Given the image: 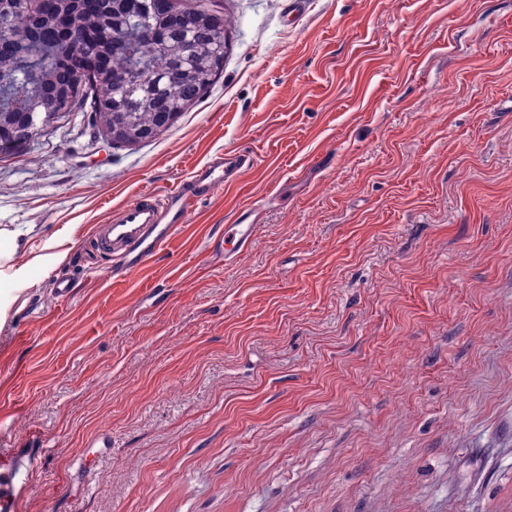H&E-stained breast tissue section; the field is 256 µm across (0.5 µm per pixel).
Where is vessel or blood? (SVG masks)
<instances>
[{
	"instance_id": "b4317fda",
	"label": "vessel or blood",
	"mask_w": 512,
	"mask_h": 512,
	"mask_svg": "<svg viewBox=\"0 0 512 512\" xmlns=\"http://www.w3.org/2000/svg\"><path fill=\"white\" fill-rule=\"evenodd\" d=\"M252 156L221 152L209 158L164 196L147 192L120 206L108 223L95 228L97 250L130 272L141 267L166 247L193 205L210 197L229 181V168L252 167ZM254 211H238L233 225L224 231L220 246L231 254L241 253L251 241ZM35 455L29 448H0V512H19V504Z\"/></svg>"
}]
</instances>
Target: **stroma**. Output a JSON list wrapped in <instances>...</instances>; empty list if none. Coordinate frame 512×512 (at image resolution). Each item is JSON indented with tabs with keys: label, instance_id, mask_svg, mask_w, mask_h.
Here are the masks:
<instances>
[{
	"label": "stroma",
	"instance_id": "1",
	"mask_svg": "<svg viewBox=\"0 0 512 512\" xmlns=\"http://www.w3.org/2000/svg\"><path fill=\"white\" fill-rule=\"evenodd\" d=\"M307 2L223 0L224 72L155 140L77 115L0 159L19 512H512V0ZM232 150L113 276L95 225ZM252 208H244L238 211L236 224H230L224 229V239L220 241V247L224 253L240 254L252 240L256 224ZM20 243L18 235L7 229H0V278H21L25 274V267L13 268L12 260L16 255Z\"/></svg>",
	"mask_w": 512,
	"mask_h": 512
}]
</instances>
